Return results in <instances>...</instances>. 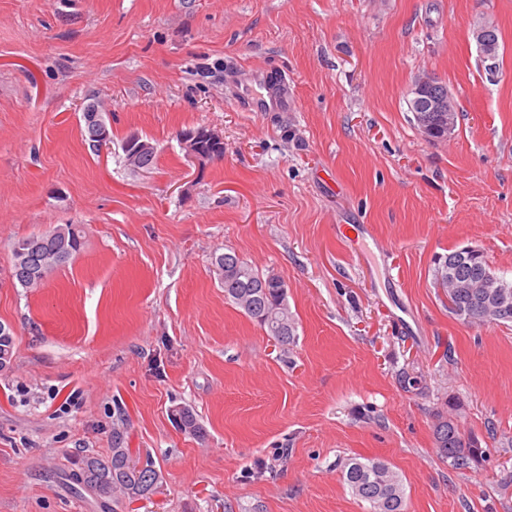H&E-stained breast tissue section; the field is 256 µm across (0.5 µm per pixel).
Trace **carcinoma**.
I'll return each mask as SVG.
<instances>
[{"label": "carcinoma", "mask_w": 512, "mask_h": 512, "mask_svg": "<svg viewBox=\"0 0 512 512\" xmlns=\"http://www.w3.org/2000/svg\"><path fill=\"white\" fill-rule=\"evenodd\" d=\"M81 239L77 225L65 224L52 232L17 240L13 246L12 278L27 289L41 287L51 272L80 252ZM213 266L224 285L225 298L266 329L276 343L286 346L295 341L296 322L288 307L287 295L280 292V276L263 275L234 253L216 256ZM490 273L492 270L483 254L463 257L455 250L436 259L434 280L435 284L443 286L451 312L467 322L477 325L512 322V282L506 283L500 294L506 299L508 310L493 317L485 314L484 299L472 289L448 287L450 281L473 282ZM13 349V336L0 334V370L9 368ZM174 418L184 430L193 434L201 432L191 408H176ZM434 439L441 457L448 460V467L453 470L470 469L487 456L488 449L481 447L476 436L465 433L452 416L437 415ZM341 474L352 494L368 504V512H406L402 480L387 463L350 458L344 463ZM70 479L90 490L102 508L116 512L112 506L123 500L131 503L150 498L160 487L162 476L152 462L143 464L133 458L124 431L114 427L110 454L80 456Z\"/></svg>", "instance_id": "cac0c4a2"}]
</instances>
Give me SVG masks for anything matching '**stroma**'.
Segmentation results:
<instances>
[{
	"label": "stroma",
	"instance_id": "1",
	"mask_svg": "<svg viewBox=\"0 0 512 512\" xmlns=\"http://www.w3.org/2000/svg\"><path fill=\"white\" fill-rule=\"evenodd\" d=\"M263 70L287 111H250ZM425 76L458 106L442 141L408 107ZM199 125L224 137L202 168L179 140ZM134 134L150 171L124 161ZM65 224L79 254L22 288L14 242ZM466 246L512 281V0H0V512H100L67 475L118 421L162 475L123 512H365L351 457L396 471L407 512H512V323L471 325L434 285ZM229 251L285 282L293 345L225 298ZM451 411L478 467L438 454ZM473 37L479 49L482 60L489 73L495 71V56L493 50L494 34L493 29L488 23L478 25L473 31Z\"/></svg>",
	"mask_w": 512,
	"mask_h": 512
}]
</instances>
